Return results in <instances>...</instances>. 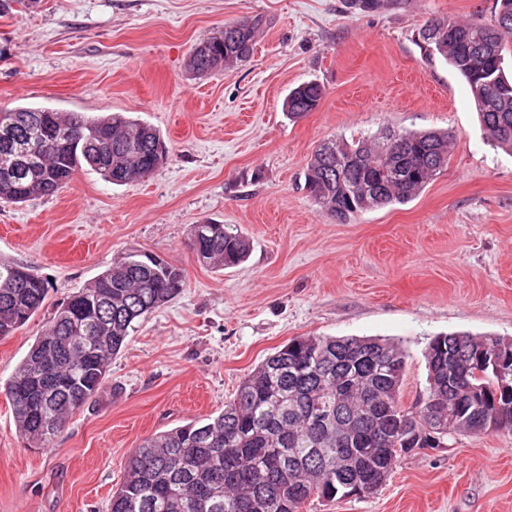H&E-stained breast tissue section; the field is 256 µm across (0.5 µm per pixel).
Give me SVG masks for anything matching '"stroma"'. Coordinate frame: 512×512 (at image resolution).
I'll use <instances>...</instances> for the list:
<instances>
[{"mask_svg":"<svg viewBox=\"0 0 512 512\" xmlns=\"http://www.w3.org/2000/svg\"><path fill=\"white\" fill-rule=\"evenodd\" d=\"M495 0H37L0 17V107H49L146 121L169 154L115 185L89 169L55 195L0 201V258L47 279L41 310L0 338L7 380L76 288L139 250L180 267L186 286L113 359L104 389L52 447L20 437L0 390V512H109L129 452L151 435L218 415L267 356L305 336H371L407 354L401 388H427L430 338L512 339V154L493 147L465 82L426 58V20H489ZM264 17L246 62L205 76L200 40ZM316 81V110L289 120L291 89ZM441 129L448 165L406 204L341 223L304 186L334 137ZM237 225L239 265L212 269L191 225ZM301 512H512V431L450 439L400 458L371 495Z\"/></svg>","mask_w":512,"mask_h":512,"instance_id":"35a3bbf8","label":"stroma"}]
</instances>
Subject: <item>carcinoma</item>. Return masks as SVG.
Masks as SVG:
<instances>
[{
    "label": "carcinoma",
    "instance_id": "obj_1",
    "mask_svg": "<svg viewBox=\"0 0 512 512\" xmlns=\"http://www.w3.org/2000/svg\"><path fill=\"white\" fill-rule=\"evenodd\" d=\"M508 22L427 20L419 32L426 56L443 58L465 81L489 140L512 151V77L503 67L512 33V0H496ZM262 19L224 27L192 50L190 69L207 75L252 54ZM324 87L308 81L285 104L298 119L317 108ZM446 132H382L322 141L305 184L321 212L340 222L416 197L448 164ZM149 124L114 113L90 120L48 107L0 109V199L22 203L68 186L88 168L115 185L140 180L167 160ZM189 246L198 262L233 267L250 250L234 224H193ZM185 288L182 269L131 251L79 288L56 310L42 336L5 383L20 435L48 448L68 419L104 386L112 359L155 310ZM47 281L29 267L0 261V337L42 307ZM494 336L434 337L425 351L428 389L405 406L401 347L366 337L290 340L238 386L224 411L144 440L125 463L109 512H300L313 496L341 499L383 486L399 457L438 448L457 434L489 431L503 408L512 430V396L498 375L475 364ZM481 394L473 399L471 390Z\"/></svg>",
    "mask_w": 512,
    "mask_h": 512
}]
</instances>
